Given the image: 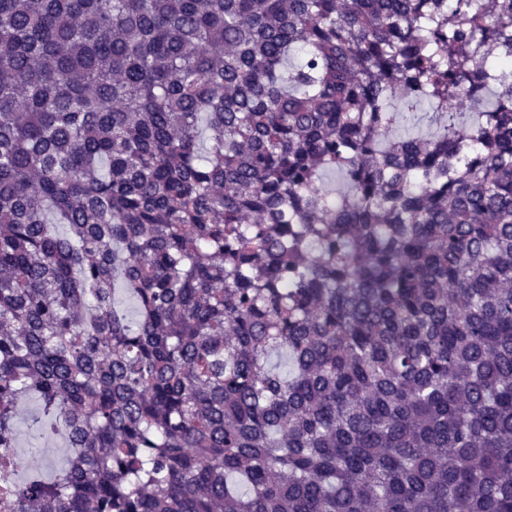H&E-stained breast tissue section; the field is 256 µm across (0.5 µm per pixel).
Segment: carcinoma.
Returning a JSON list of instances; mask_svg holds the SVG:
<instances>
[{"label":"carcinoma","instance_id":"carcinoma-1","mask_svg":"<svg viewBox=\"0 0 512 512\" xmlns=\"http://www.w3.org/2000/svg\"><path fill=\"white\" fill-rule=\"evenodd\" d=\"M477 2L0 0V469L21 395L73 448L3 512H512ZM114 288L115 306L124 313L128 321L136 322L139 318V308L136 300L126 291L120 280L115 282Z\"/></svg>","mask_w":512,"mask_h":512}]
</instances>
